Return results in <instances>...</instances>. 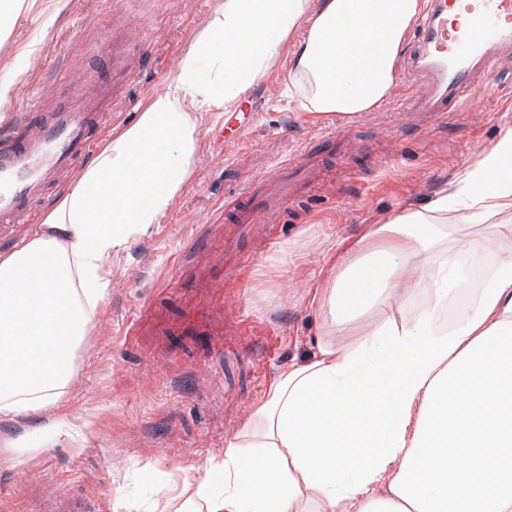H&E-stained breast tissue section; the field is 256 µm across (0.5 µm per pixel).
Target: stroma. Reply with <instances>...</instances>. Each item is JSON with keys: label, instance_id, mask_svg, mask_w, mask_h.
<instances>
[{"label": "stroma", "instance_id": "obj_1", "mask_svg": "<svg viewBox=\"0 0 512 512\" xmlns=\"http://www.w3.org/2000/svg\"><path fill=\"white\" fill-rule=\"evenodd\" d=\"M51 0L21 10L0 38V76L24 68L11 101L0 107V136L33 111L50 110L78 64L100 76L90 54L130 11L147 16V43L126 98L107 134L132 125L147 95L165 88V57L185 55L220 0H70L49 18ZM290 64L249 92L257 104L242 139L215 137L224 113L199 118L190 182L158 224L109 262V293L77 351L63 407L68 435L0 466V512H43L53 500L81 499L85 512H175L154 482L205 476L281 369L311 357L322 318L306 292L321 278L338 240L406 205L428 204L457 170L512 126V58L475 86L476 111L420 123L406 112L403 80L387 101L348 117L299 108L286 93ZM346 138L331 148L328 173L308 196L289 203L271 231L233 234L220 209L245 178L298 162L317 137Z\"/></svg>", "mask_w": 512, "mask_h": 512}]
</instances>
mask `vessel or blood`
<instances>
[{"instance_id": "vessel-or-blood-1", "label": "vessel or blood", "mask_w": 512, "mask_h": 512, "mask_svg": "<svg viewBox=\"0 0 512 512\" xmlns=\"http://www.w3.org/2000/svg\"><path fill=\"white\" fill-rule=\"evenodd\" d=\"M459 9L472 13L467 42L460 43L448 31V13ZM130 49L113 45L101 57L112 73L108 93L119 97L127 78ZM512 57V0H428L426 13L417 29V43L409 55V67L426 91L407 92L406 108L425 113L443 112L464 106L471 88L481 75L503 58ZM68 103L52 113H34L20 130L0 138V234L22 224H34L36 205L49 186L52 173L90 159L104 125L96 108L75 106L78 98L91 99L82 68L67 77ZM322 173L321 156L307 151L298 168L279 166L275 177L250 179L240 196L225 201L224 221L252 224L258 215L275 218L288 201L308 193Z\"/></svg>"}]
</instances>
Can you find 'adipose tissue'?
Returning a JSON list of instances; mask_svg holds the SVG:
<instances>
[{
  "instance_id": "ef3b65f1",
  "label": "adipose tissue",
  "mask_w": 512,
  "mask_h": 512,
  "mask_svg": "<svg viewBox=\"0 0 512 512\" xmlns=\"http://www.w3.org/2000/svg\"><path fill=\"white\" fill-rule=\"evenodd\" d=\"M423 0H222L164 90L112 136L47 214L0 254V414L49 413L104 302L107 265L188 183L198 112L227 111L290 46L302 109L353 116L391 94ZM484 233L448 248V213ZM495 259L478 284L461 260ZM412 317L389 309L418 288ZM311 302V360L288 365L210 460L167 481L206 512H512V127L421 209L339 242Z\"/></svg>"
}]
</instances>
